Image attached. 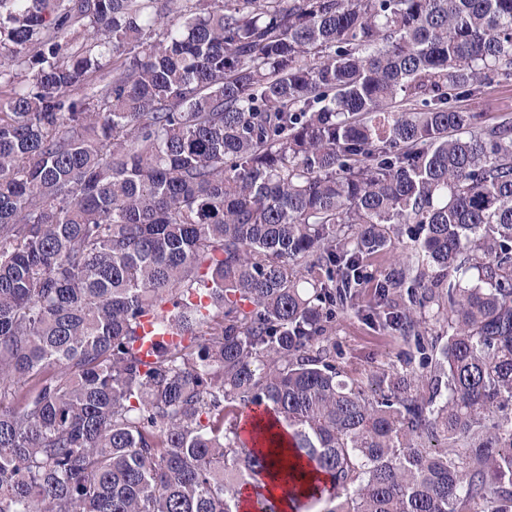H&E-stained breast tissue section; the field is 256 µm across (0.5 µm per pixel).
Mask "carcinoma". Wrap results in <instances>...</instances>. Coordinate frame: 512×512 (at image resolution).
<instances>
[{
    "mask_svg": "<svg viewBox=\"0 0 512 512\" xmlns=\"http://www.w3.org/2000/svg\"><path fill=\"white\" fill-rule=\"evenodd\" d=\"M509 81L512 0H0V512H277L253 406L296 512H512ZM474 105L479 109H484L490 117L505 108L512 110V82L492 86L484 97ZM356 311L336 316V330L330 337V344L336 346V369L356 370L364 377L383 370L421 371L418 358L411 359L410 354L415 351L412 336L406 338L391 329L372 325ZM140 340L137 343L140 357L145 361H153L154 354L161 346L175 345L179 342L176 332L164 335L154 334L153 317L147 315L141 320ZM264 425H266L267 428L272 426L271 432L275 434L274 437L277 441L274 445H269L268 450L273 454H279V456H284L288 453V471L280 468L279 466H276L272 470V474L268 478L266 495L277 501L280 512H294L287 496L279 494L278 492L279 488L286 486L285 478L287 474L291 472L289 466L295 465L298 471L301 470L305 473V479L302 481L301 488V491L305 496H309L311 494L320 496V486H318L317 481L325 484V479L319 472L312 470V468L307 464L299 462L292 457L291 449L287 447L288 445L285 441L284 435L272 418H267Z\"/></svg>",
    "mask_w": 512,
    "mask_h": 512,
    "instance_id": "obj_1",
    "label": "carcinoma"
}]
</instances>
